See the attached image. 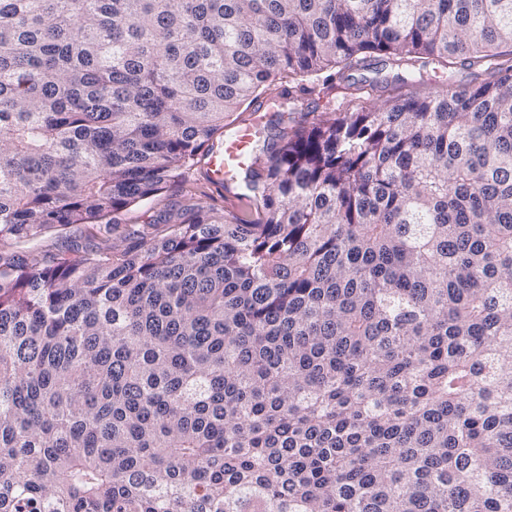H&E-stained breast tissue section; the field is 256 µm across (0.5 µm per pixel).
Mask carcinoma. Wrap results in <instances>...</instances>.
<instances>
[{
  "label": "carcinoma",
  "mask_w": 512,
  "mask_h": 512,
  "mask_svg": "<svg viewBox=\"0 0 512 512\" xmlns=\"http://www.w3.org/2000/svg\"><path fill=\"white\" fill-rule=\"evenodd\" d=\"M284 79L257 218L11 250L113 230ZM0 512H512V0H0ZM93 224H70L66 227L46 229L34 239L18 242L13 250L27 256L53 260L67 251L71 245L90 248H108L115 242L112 236H103Z\"/></svg>",
  "instance_id": "carcinoma-1"
}]
</instances>
